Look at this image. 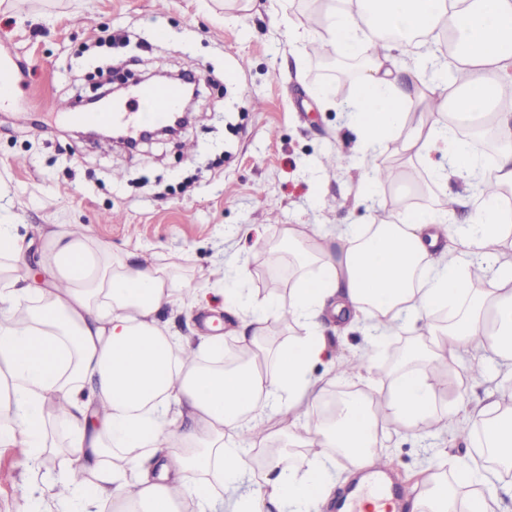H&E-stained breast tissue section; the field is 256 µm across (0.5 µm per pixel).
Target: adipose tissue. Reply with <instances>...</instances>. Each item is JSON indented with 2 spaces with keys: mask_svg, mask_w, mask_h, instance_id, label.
Segmentation results:
<instances>
[{
  "mask_svg": "<svg viewBox=\"0 0 512 512\" xmlns=\"http://www.w3.org/2000/svg\"><path fill=\"white\" fill-rule=\"evenodd\" d=\"M323 37L363 63L347 107L360 155L377 171L392 143L426 161L447 146L431 173L472 188L469 223L408 209L325 235L288 229L296 270L287 303L224 289L241 327L196 347L158 318L188 298L167 269L61 224L47 231L41 259L51 290L23 288L25 240L0 224V446L33 465L54 453L56 424L69 431L65 467L16 512H184L189 501L196 512H318L341 463L374 466L385 429L447 430L438 369L473 354L479 374L493 363L512 379V211L502 204L512 192V108L499 104L512 73V0H339ZM428 90L437 110L419 106ZM481 123L499 140L490 167L457 137ZM326 311L366 339L359 360L337 365L355 388L331 413L333 380L311 374L328 350ZM285 315L300 333L270 346L269 324ZM407 332L413 344L378 377L380 347ZM230 346L248 360L223 365ZM471 418L481 456L448 471L430 463L413 486V512H452V478L474 488L467 512H498L512 493V388Z\"/></svg>",
  "mask_w": 512,
  "mask_h": 512,
  "instance_id": "ef3b65f1",
  "label": "adipose tissue"
}]
</instances>
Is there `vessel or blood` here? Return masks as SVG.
Listing matches in <instances>:
<instances>
[{
	"label": "vessel or blood",
	"instance_id": "obj_1",
	"mask_svg": "<svg viewBox=\"0 0 512 512\" xmlns=\"http://www.w3.org/2000/svg\"><path fill=\"white\" fill-rule=\"evenodd\" d=\"M14 64L0 59V106L14 103ZM184 97L179 84H149L133 88L127 100L116 101L99 112H77L66 105L58 115L68 122L116 126L129 138H138L145 129L165 124L168 118L179 112ZM396 495L383 480L368 483L350 498L346 512H394Z\"/></svg>",
	"mask_w": 512,
	"mask_h": 512
}]
</instances>
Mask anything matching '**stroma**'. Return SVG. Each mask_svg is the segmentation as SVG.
<instances>
[{"label": "stroma", "instance_id": "obj_1", "mask_svg": "<svg viewBox=\"0 0 512 512\" xmlns=\"http://www.w3.org/2000/svg\"><path fill=\"white\" fill-rule=\"evenodd\" d=\"M315 0H10L0 6V57L24 62L15 84L27 114L0 109V224L16 225L28 245L22 284L46 286L39 266L43 231L50 224H80L114 253L136 251L142 261L175 269L186 288H204L207 302L160 319L177 336L206 335L204 316L238 327L225 314L214 269H245L238 287L254 298L287 297L266 288L267 276L288 279V258L276 251L284 228L305 224H369L408 205L430 211L448 206V188L435 183L429 163L404 162L388 149L385 164L409 166L421 186L400 201L378 184L385 207L355 205L369 169L357 159L346 106L357 86L340 89L320 74L327 54L320 29L305 20ZM304 35L295 42L294 32ZM125 33L121 73L192 71L199 79L195 121L179 140L145 143L128 152L76 138L54 121L52 108L90 95L98 40ZM489 374L472 381L451 376L439 410L469 404L499 390ZM448 459L475 454L469 434L445 441L399 432L376 449L402 487L439 447ZM64 456L43 468L24 463L17 449L0 448V512H15L35 493L43 470H59Z\"/></svg>", "mask_w": 512, "mask_h": 512}]
</instances>
